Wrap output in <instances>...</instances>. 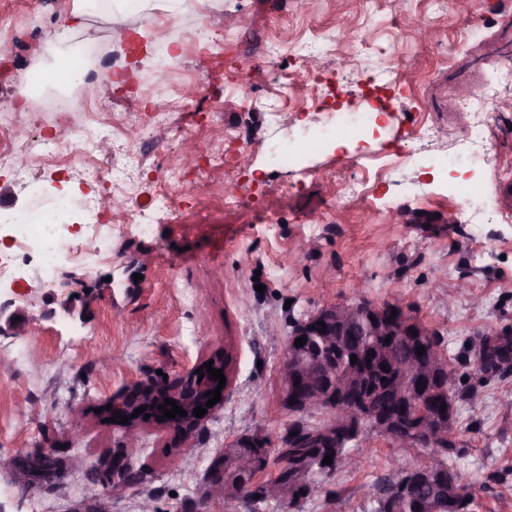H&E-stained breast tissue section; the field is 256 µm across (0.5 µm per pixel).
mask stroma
Wrapping results in <instances>:
<instances>
[{"label": "stroma", "instance_id": "35a3bbf8", "mask_svg": "<svg viewBox=\"0 0 512 512\" xmlns=\"http://www.w3.org/2000/svg\"><path fill=\"white\" fill-rule=\"evenodd\" d=\"M72 0H0L14 13L10 47L0 52V96L24 93L25 64L51 62L42 34L27 25L29 12L58 22ZM421 23L408 28L407 17ZM477 36L459 32L475 18ZM208 23L224 39V60L211 71L194 65L191 32ZM97 50L122 52L119 73L103 72L84 100L95 115L91 154L69 155L66 137L50 113H0L8 124L11 161L0 165V211L35 204L18 172L37 138H54L58 165L34 169L48 197L74 201L101 195L91 170L136 150L129 188L113 189L103 218L112 225V252L96 265L64 261L72 288L37 280L0 289L9 323L0 325V458H20L55 446L58 472L49 480L15 482L0 467V512H140L153 497L160 512H193L210 479L208 467L225 444L256 430L278 445L295 420L280 404L279 370L293 325L323 305L360 299L381 304L398 298L417 320L438 331L457 369L459 395L453 461L470 484V512H512V364L500 374L477 368L484 334L512 332V81L494 79L492 66L512 62V0H188L178 12L147 8L112 21L94 16ZM321 73L311 87L299 62L302 45ZM180 63L162 68L168 53ZM248 62L240 75L229 62ZM291 67L278 80L273 60ZM493 84L503 116L486 132L495 165L466 172L493 224H474L465 201L434 177L432 160L449 139L465 135L467 98ZM386 113L380 133L343 143L317 141L326 112ZM319 92L322 109L302 112L283 97ZM160 114L156 124L144 113ZM433 128L432 145L419 147V125ZM287 137L307 151L306 170L268 171L264 142ZM192 158H185L184 144ZM414 150L397 176L378 173ZM236 156L237 180L224 173V155ZM206 167L197 182L179 170ZM367 180L365 196L343 202L340 178ZM419 193L407 195L406 184ZM167 190L172 203L157 208ZM236 196L226 208L227 196ZM153 224L142 236L133 208ZM121 353L111 371L102 352ZM231 354L223 401L187 442L155 423L140 427L137 465L147 472L133 488L86 497L85 474L112 475V452L122 431L103 422L98 405L123 388L167 375L176 382L214 355ZM431 451L400 454L372 438L361 468L339 472L322 492L293 512H372L380 485L397 468L427 461Z\"/></svg>", "mask_w": 512, "mask_h": 512}]
</instances>
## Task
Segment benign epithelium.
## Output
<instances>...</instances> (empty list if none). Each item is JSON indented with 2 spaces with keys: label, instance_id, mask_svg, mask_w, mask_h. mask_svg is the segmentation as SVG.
Returning <instances> with one entry per match:
<instances>
[{
  "label": "benign epithelium",
  "instance_id": "obj_1",
  "mask_svg": "<svg viewBox=\"0 0 512 512\" xmlns=\"http://www.w3.org/2000/svg\"><path fill=\"white\" fill-rule=\"evenodd\" d=\"M404 313L405 308L397 302L387 305H374L365 300L353 304L328 303L308 319L298 323L292 333L293 339L304 336L307 341L301 347L291 346L288 360L281 370L280 400L282 407L288 412L311 411L331 406L336 403V397L344 387L353 386L364 394L376 389L379 381L374 369L368 364H363L355 372L347 374L341 386H336L334 337L343 336L350 329L357 328L382 339L389 336H408L411 345L425 348L423 355L408 358L397 356L392 345L382 350L380 363L386 365L388 374L395 377V388L405 396V409L388 414L368 412L362 404L352 406L340 419L328 420L310 437L301 441L306 448L322 449L323 457L332 455V464L319 465L320 473L326 477L351 462V455L340 451L347 442L363 446L376 436L404 448H426L441 438L453 440V435L448 433L450 409H441V389L445 388L446 370L441 367L437 352L430 349L429 342L425 339L428 325L417 320L407 321ZM320 321L324 326H318ZM198 370V364L187 370L180 388L169 390L167 395V398L174 400L176 405L186 411L176 421L166 420L167 424L177 427V434L183 440L189 439L212 413L213 408L207 406L206 393L210 392L212 386L219 385L217 381L198 379ZM154 392L156 389L150 387V384L125 388L112 396L109 401L111 408L102 409L101 417L111 418L116 412L126 416L141 405L144 396ZM423 401L429 406L427 416L418 426V433L410 436L405 432L406 409ZM199 405L207 410L202 418L193 415L194 409ZM265 447L266 439L261 432L238 437L236 447L227 450L210 465V473L217 475V478L211 480L210 497H223L227 488L235 484L227 475L256 466ZM48 456L50 452L43 449L13 466L17 480L28 481L32 472L52 474L57 469V464L53 462L48 467L44 466L43 458ZM440 472L441 469L437 466L403 472L400 481L392 490L393 497H414L416 483L420 479ZM250 492L265 500L288 495V486L254 483Z\"/></svg>",
  "mask_w": 512,
  "mask_h": 512
}]
</instances>
